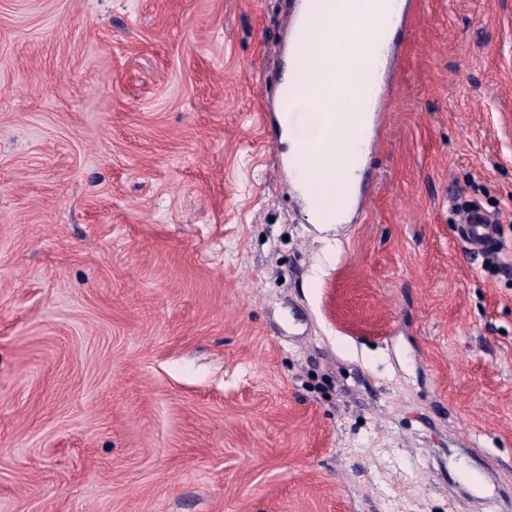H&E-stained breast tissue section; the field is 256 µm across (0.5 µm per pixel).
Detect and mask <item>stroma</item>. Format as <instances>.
I'll return each instance as SVG.
<instances>
[{
    "instance_id": "35a3bbf8",
    "label": "stroma",
    "mask_w": 512,
    "mask_h": 512,
    "mask_svg": "<svg viewBox=\"0 0 512 512\" xmlns=\"http://www.w3.org/2000/svg\"><path fill=\"white\" fill-rule=\"evenodd\" d=\"M294 15L0 0V512H512V0H411L340 224ZM461 223L466 237L474 249L482 252L497 250L499 246L497 218L493 221L495 224H487L480 214L464 212Z\"/></svg>"
}]
</instances>
